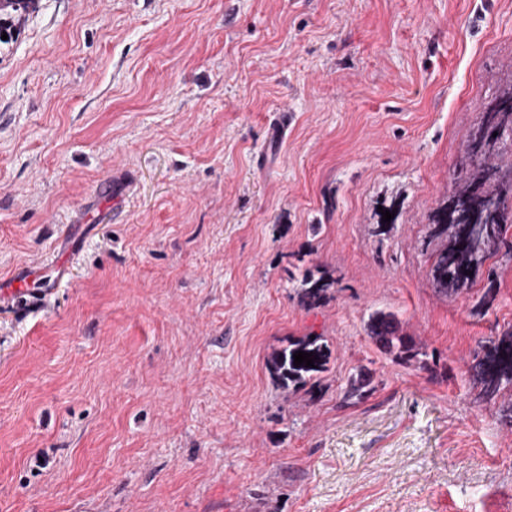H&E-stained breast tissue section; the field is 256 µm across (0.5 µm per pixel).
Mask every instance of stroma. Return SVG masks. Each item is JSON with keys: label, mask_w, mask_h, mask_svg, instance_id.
<instances>
[{"label": "stroma", "mask_w": 512, "mask_h": 512, "mask_svg": "<svg viewBox=\"0 0 512 512\" xmlns=\"http://www.w3.org/2000/svg\"><path fill=\"white\" fill-rule=\"evenodd\" d=\"M510 84L512 0H36L0 45V287L48 305L0 297V512H512V388L468 371L512 263L452 299L426 245ZM310 334L328 370L285 390ZM330 284H324L320 279L313 280L311 275H307L303 280L300 301L307 307H316L323 300L322 293ZM367 330L370 337L384 351L394 353L396 350V357L405 362H418L425 367L426 362L420 356H426V353L410 346L404 336H398V322L393 314L384 311L371 314L367 322ZM298 351L313 352L316 357L315 368L306 367L305 363L296 367L294 364V353ZM330 352L322 343L320 336H308L291 343L288 348L274 352L267 361L268 368L274 378L284 388L289 384L305 386L311 381H316L318 375L327 370Z\"/></svg>", "instance_id": "obj_1"}]
</instances>
